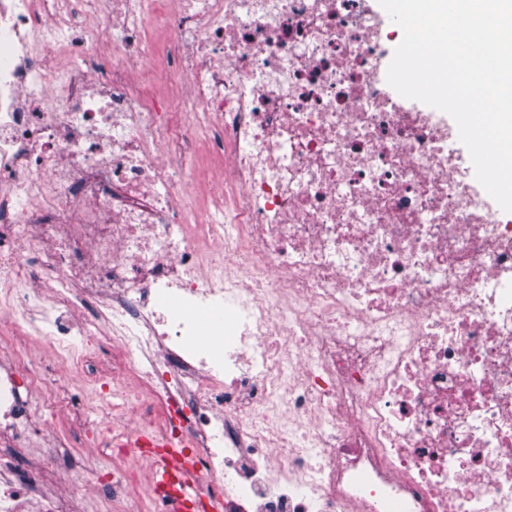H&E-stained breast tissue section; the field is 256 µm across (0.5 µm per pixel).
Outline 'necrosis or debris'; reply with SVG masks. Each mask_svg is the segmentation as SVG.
Returning <instances> with one entry per match:
<instances>
[{"mask_svg":"<svg viewBox=\"0 0 512 512\" xmlns=\"http://www.w3.org/2000/svg\"><path fill=\"white\" fill-rule=\"evenodd\" d=\"M157 24L181 90L148 101ZM387 28L373 0H0V283L95 341L131 413L105 447L179 454L197 512H512V225L388 84ZM199 141L224 177L192 208ZM0 359V512H77L18 462L34 431L70 458L48 369Z\"/></svg>","mask_w":512,"mask_h":512,"instance_id":"1","label":"necrosis or debris"}]
</instances>
